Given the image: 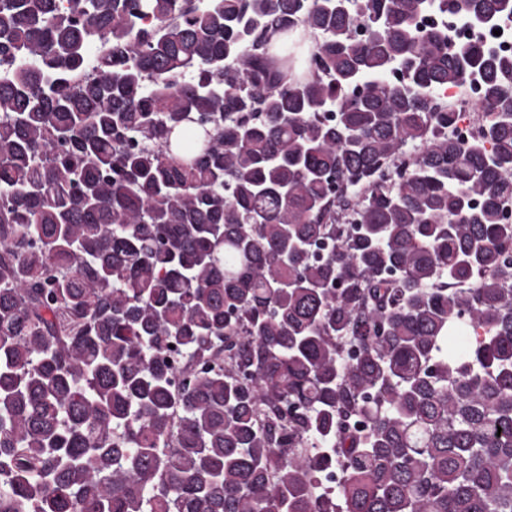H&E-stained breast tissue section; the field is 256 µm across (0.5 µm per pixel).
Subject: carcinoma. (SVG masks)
Wrapping results in <instances>:
<instances>
[{
  "mask_svg": "<svg viewBox=\"0 0 512 512\" xmlns=\"http://www.w3.org/2000/svg\"><path fill=\"white\" fill-rule=\"evenodd\" d=\"M431 13L512 0H0V512H512V55ZM448 103L458 104L462 119L458 122L456 134L462 138L474 137L481 128V121L476 112L477 91L472 87L463 89L450 88L443 93Z\"/></svg>",
  "mask_w": 512,
  "mask_h": 512,
  "instance_id": "cac0c4a2",
  "label": "carcinoma"
}]
</instances>
